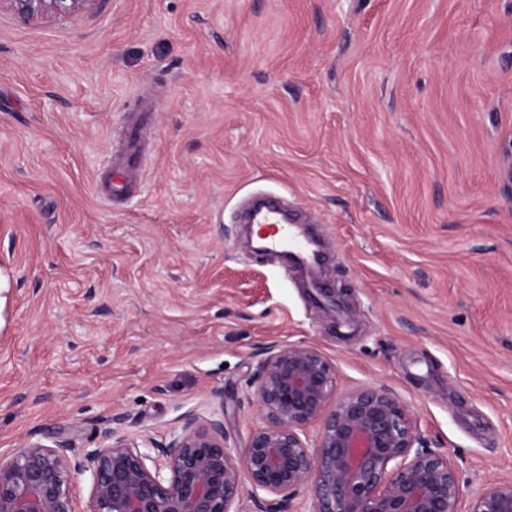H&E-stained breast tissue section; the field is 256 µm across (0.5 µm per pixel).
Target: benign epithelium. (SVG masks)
<instances>
[{"mask_svg":"<svg viewBox=\"0 0 512 512\" xmlns=\"http://www.w3.org/2000/svg\"><path fill=\"white\" fill-rule=\"evenodd\" d=\"M101 0H0L24 22L90 13ZM251 407L262 420L232 447L217 409L163 444L119 429L83 451L59 434L0 455V512H78L75 476L91 473L88 512H282L302 491L316 512H512V479L464 498L451 458L431 448L383 384L336 394V372L305 343L263 348ZM318 425L316 443L307 428ZM271 495L265 498L259 492Z\"/></svg>","mask_w":512,"mask_h":512,"instance_id":"obj_1","label":"benign epithelium"}]
</instances>
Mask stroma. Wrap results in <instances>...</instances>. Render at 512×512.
Masks as SVG:
<instances>
[{
    "instance_id": "1",
    "label": "stroma",
    "mask_w": 512,
    "mask_h": 512,
    "mask_svg": "<svg viewBox=\"0 0 512 512\" xmlns=\"http://www.w3.org/2000/svg\"><path fill=\"white\" fill-rule=\"evenodd\" d=\"M132 193L96 185L127 113ZM512 0H102L0 11V454L105 429L168 442L260 350L304 342L337 389L389 387L458 465L512 478ZM284 197L329 244L336 302L237 221ZM102 0H1L0 9L6 7L23 22L90 13L99 8ZM148 108L139 112L127 124L125 131V149L121 157L112 161L113 173L106 192L108 197L125 196L132 183L134 174L139 167V147L142 140L151 132L152 126L146 120Z\"/></svg>"
}]
</instances>
